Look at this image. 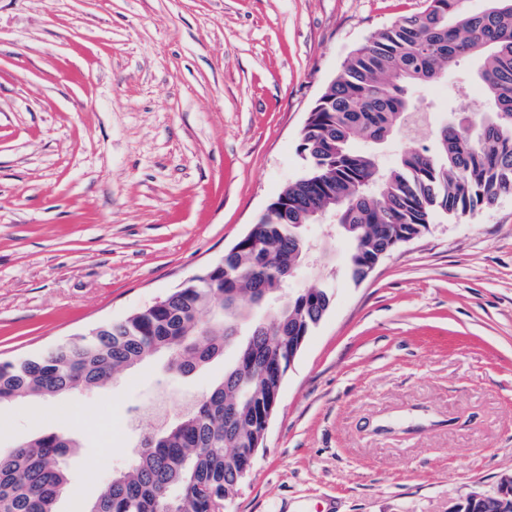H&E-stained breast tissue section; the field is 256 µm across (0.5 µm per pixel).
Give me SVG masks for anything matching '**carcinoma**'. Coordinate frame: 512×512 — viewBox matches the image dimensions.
<instances>
[{
  "mask_svg": "<svg viewBox=\"0 0 512 512\" xmlns=\"http://www.w3.org/2000/svg\"><path fill=\"white\" fill-rule=\"evenodd\" d=\"M426 0L354 50L308 117L299 151L308 175L287 186L203 276L125 319L95 327L21 361H0V405L77 394L111 383L164 354L185 376L236 347L234 363L205 393L139 440L127 465L89 512H224L264 447L284 377L333 303L328 286L284 295L283 259L299 269L312 214H336L350 244L353 280L384 253L427 229L433 211L466 214L512 195V0ZM464 57L478 61L483 107L453 113L432 151L405 149L390 167L356 138L382 143L413 108L412 88L437 82ZM277 303L255 333L261 297ZM75 441L63 432L31 438L0 456V512H57Z\"/></svg>",
  "mask_w": 512,
  "mask_h": 512,
  "instance_id": "carcinoma-1",
  "label": "carcinoma"
}]
</instances>
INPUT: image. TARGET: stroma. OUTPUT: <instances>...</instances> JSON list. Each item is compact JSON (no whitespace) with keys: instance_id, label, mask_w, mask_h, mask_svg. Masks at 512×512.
Listing matches in <instances>:
<instances>
[{"instance_id":"stroma-1","label":"stroma","mask_w":512,"mask_h":512,"mask_svg":"<svg viewBox=\"0 0 512 512\" xmlns=\"http://www.w3.org/2000/svg\"><path fill=\"white\" fill-rule=\"evenodd\" d=\"M425 0H0V359L42 352L204 275L309 161L307 117L343 63ZM461 62L378 145L433 148L483 98ZM334 290L288 369L264 448L226 512H448L512 476V196L426 230L362 281L335 225ZM187 377L150 362L106 387L0 408V453L62 429L79 446L58 512H86Z\"/></svg>"}]
</instances>
